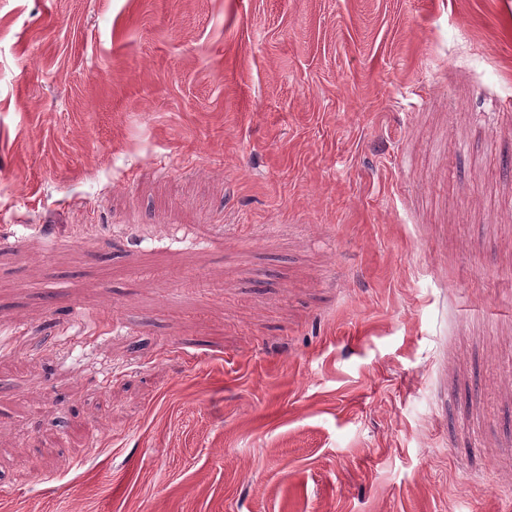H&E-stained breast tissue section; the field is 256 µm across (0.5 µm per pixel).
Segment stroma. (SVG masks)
<instances>
[{
    "label": "stroma",
    "mask_w": 512,
    "mask_h": 512,
    "mask_svg": "<svg viewBox=\"0 0 512 512\" xmlns=\"http://www.w3.org/2000/svg\"><path fill=\"white\" fill-rule=\"evenodd\" d=\"M0 512H512V0H0Z\"/></svg>",
    "instance_id": "obj_1"
}]
</instances>
